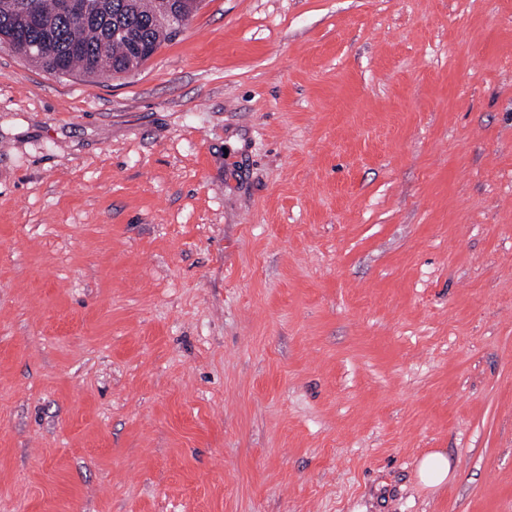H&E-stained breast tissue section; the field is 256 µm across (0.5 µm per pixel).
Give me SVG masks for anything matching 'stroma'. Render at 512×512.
<instances>
[{
    "mask_svg": "<svg viewBox=\"0 0 512 512\" xmlns=\"http://www.w3.org/2000/svg\"><path fill=\"white\" fill-rule=\"evenodd\" d=\"M0 512H512V0L0 48ZM417 475L423 488L435 489L446 484L453 476L448 455L433 451L424 455L418 463Z\"/></svg>",
    "mask_w": 512,
    "mask_h": 512,
    "instance_id": "35a3bbf8",
    "label": "stroma"
}]
</instances>
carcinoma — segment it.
I'll return each instance as SVG.
<instances>
[{
    "label": "carcinoma",
    "mask_w": 512,
    "mask_h": 512,
    "mask_svg": "<svg viewBox=\"0 0 512 512\" xmlns=\"http://www.w3.org/2000/svg\"><path fill=\"white\" fill-rule=\"evenodd\" d=\"M31 4L39 27L17 32L14 13ZM91 17L80 20L62 9V0H0V44L43 70L86 75L128 72L148 60L171 33L168 12L188 22L197 0H89Z\"/></svg>",
    "instance_id": "1"
}]
</instances>
